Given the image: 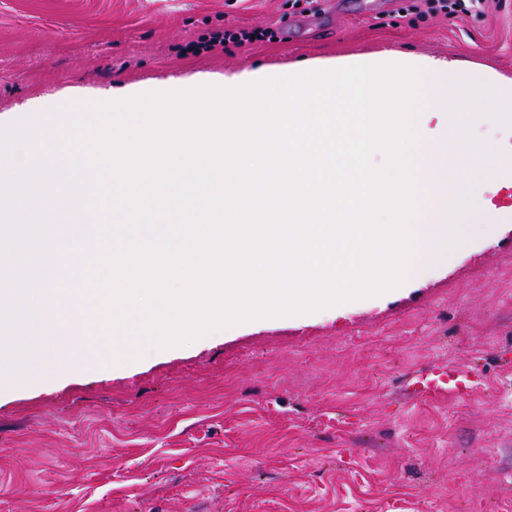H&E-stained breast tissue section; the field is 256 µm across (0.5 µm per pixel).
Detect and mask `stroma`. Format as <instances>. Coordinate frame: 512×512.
I'll use <instances>...</instances> for the list:
<instances>
[{"label": "stroma", "mask_w": 512, "mask_h": 512, "mask_svg": "<svg viewBox=\"0 0 512 512\" xmlns=\"http://www.w3.org/2000/svg\"><path fill=\"white\" fill-rule=\"evenodd\" d=\"M0 0V113L73 87L390 48L512 78V0ZM253 43L208 47L224 30ZM473 369L464 395L417 376ZM0 512H512V220L338 317L242 324L0 396ZM424 2L426 9L421 10L424 14H468V13H483L484 0H421Z\"/></svg>", "instance_id": "1"}]
</instances>
